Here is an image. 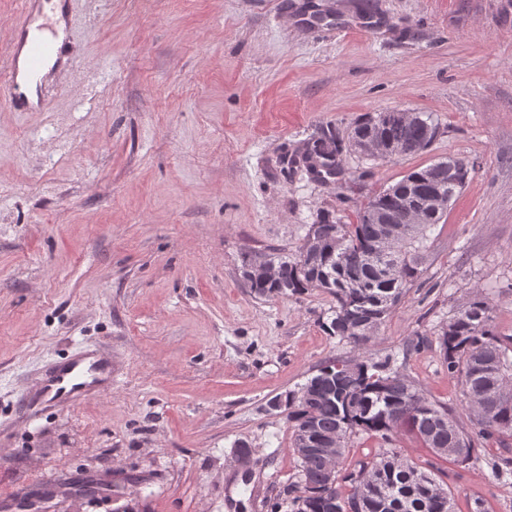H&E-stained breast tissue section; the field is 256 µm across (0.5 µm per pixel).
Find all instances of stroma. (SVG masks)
Returning <instances> with one entry per match:
<instances>
[{
    "instance_id": "35a3bbf8",
    "label": "stroma",
    "mask_w": 512,
    "mask_h": 512,
    "mask_svg": "<svg viewBox=\"0 0 512 512\" xmlns=\"http://www.w3.org/2000/svg\"><path fill=\"white\" fill-rule=\"evenodd\" d=\"M318 11L333 21L314 30ZM65 34L40 110L0 96L8 512L29 498L44 512H291L298 461L272 402L357 350L322 327L330 295L256 297L243 260L294 253L322 212L356 223L374 194L449 157L474 167L370 346L472 429L435 338L476 287L512 335V0H70ZM390 110L430 114V147L348 157L343 188L283 171L319 127ZM96 348L111 384L30 406L46 367ZM396 444L437 463L456 512H512L486 450L457 465ZM80 478L98 493L71 498Z\"/></svg>"
}]
</instances>
